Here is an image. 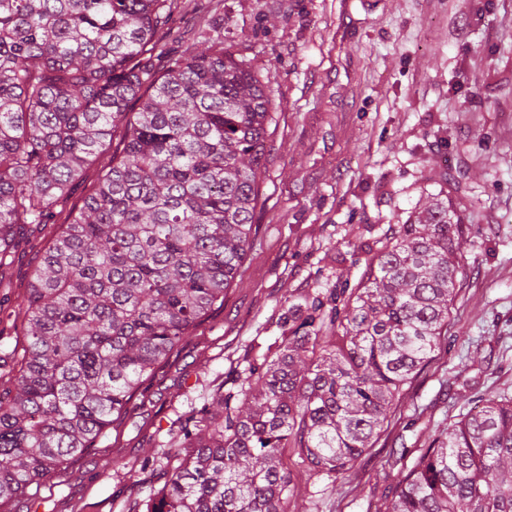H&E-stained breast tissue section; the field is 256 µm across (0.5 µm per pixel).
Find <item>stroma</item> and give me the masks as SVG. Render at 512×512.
<instances>
[{"mask_svg": "<svg viewBox=\"0 0 512 512\" xmlns=\"http://www.w3.org/2000/svg\"><path fill=\"white\" fill-rule=\"evenodd\" d=\"M164 54L216 36L271 76L275 104L241 275L150 378L118 426L32 487L16 512H132L156 479L170 427L232 388L246 350L282 335L300 298L357 281L366 248L422 193L466 224L463 299L396 416L336 482L294 463L297 512H384L394 477L480 396L512 395V0H179ZM21 244L0 286V389L21 360Z\"/></svg>", "mask_w": 512, "mask_h": 512, "instance_id": "stroma-1", "label": "stroma"}]
</instances>
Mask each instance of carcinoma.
Segmentation results:
<instances>
[{
	"instance_id": "obj_1",
	"label": "carcinoma",
	"mask_w": 512,
	"mask_h": 512,
	"mask_svg": "<svg viewBox=\"0 0 512 512\" xmlns=\"http://www.w3.org/2000/svg\"><path fill=\"white\" fill-rule=\"evenodd\" d=\"M177 8L0 0V281L98 167L27 284L24 356L0 391V507L94 447L244 265L273 102L221 37L154 66ZM465 231L430 195L356 283L288 306V335L184 420L137 512H292L288 448L330 480L351 470L448 332ZM385 512H512V398L439 430ZM97 178V168L95 165L87 167L73 190L66 196L56 209L54 218L55 224H48L46 231L59 230L60 224H64L72 210H77L82 205L83 197L89 191L91 185Z\"/></svg>"
}]
</instances>
